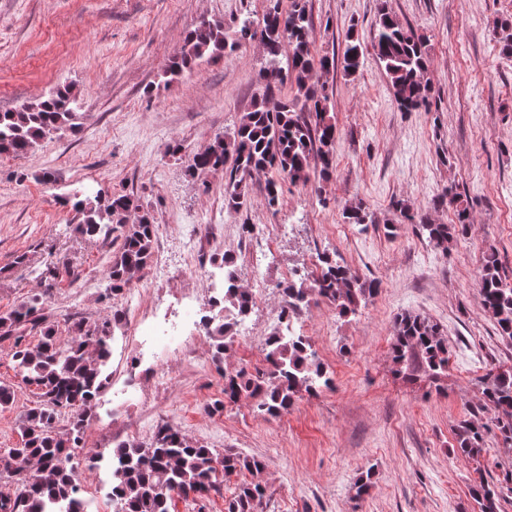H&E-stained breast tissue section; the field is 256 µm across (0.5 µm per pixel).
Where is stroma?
<instances>
[{
	"mask_svg": "<svg viewBox=\"0 0 512 512\" xmlns=\"http://www.w3.org/2000/svg\"><path fill=\"white\" fill-rule=\"evenodd\" d=\"M396 17L425 42L433 68L431 111H401L373 55L350 77L329 80L330 106L341 130L332 180L283 182L276 207L264 200V175L249 182L250 208L224 205V174L199 180L187 168L216 136L232 132L249 110L265 59L260 44L235 55L202 59L178 82L163 69L185 34L201 21L233 30L258 19L266 0H0V112L71 86L84 119L77 133L46 137L35 156H0V310L47 295L45 313L59 331L75 319L101 320L125 297L105 299L113 246L76 232L81 216L60 196L88 189L131 194L158 224L154 257L168 275L152 281L114 331L112 380L98 401L99 425L84 448L96 468L78 469L92 512H112L108 463L118 439L148 441L170 424L202 444L261 459L267 496L257 512H481L472 494L479 481L496 483L512 471V445L488 437L475 460L460 457L454 430L478 404L480 381L512 367V340L502 339L478 294L481 264L495 250L512 269V57L501 54L495 23L512 16V0H388ZM379 0H310L316 54H342L349 26L368 37ZM183 146L172 156V141ZM50 172L51 183L41 180ZM456 187L473 223L441 252L413 225L393 219V201L440 224L454 207H434ZM363 201L371 224H347L343 207ZM219 225L206 238L199 227ZM244 224L282 225L274 240L242 236ZM265 253L268 289L257 300L228 364L255 370L263 340L277 322L280 281L314 270L327 253L379 283L357 314L341 317L326 301L304 310L295 328L306 336L334 379L333 389L300 397L280 417L250 403L209 415L224 380L212 342L196 331L208 314L213 255L236 256L244 282L252 268L245 250ZM23 263H16L17 255ZM437 324L448 343L447 372L395 375L389 356L398 314ZM169 319L176 340L142 344L135 323ZM168 375L159 386L157 371ZM14 389L0 408V452L21 442L23 412L36 399L0 342V385ZM372 471L373 486L358 499L353 484Z\"/></svg>",
	"mask_w": 512,
	"mask_h": 512,
	"instance_id": "stroma-1",
	"label": "stroma"
}]
</instances>
